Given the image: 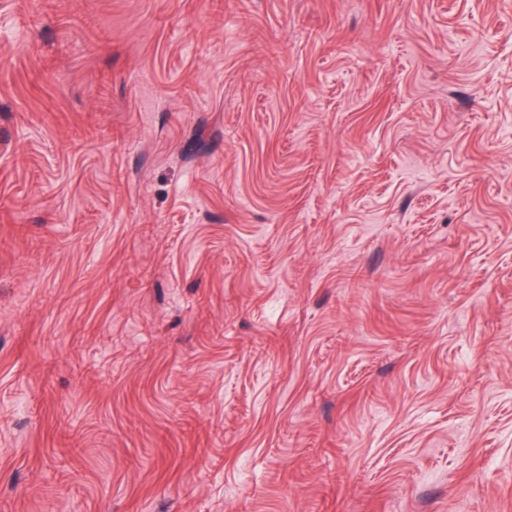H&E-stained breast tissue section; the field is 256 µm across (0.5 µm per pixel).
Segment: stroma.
<instances>
[{"label": "stroma", "mask_w": 512, "mask_h": 512, "mask_svg": "<svg viewBox=\"0 0 512 512\" xmlns=\"http://www.w3.org/2000/svg\"><path fill=\"white\" fill-rule=\"evenodd\" d=\"M0 512H512V0H0Z\"/></svg>", "instance_id": "1"}]
</instances>
